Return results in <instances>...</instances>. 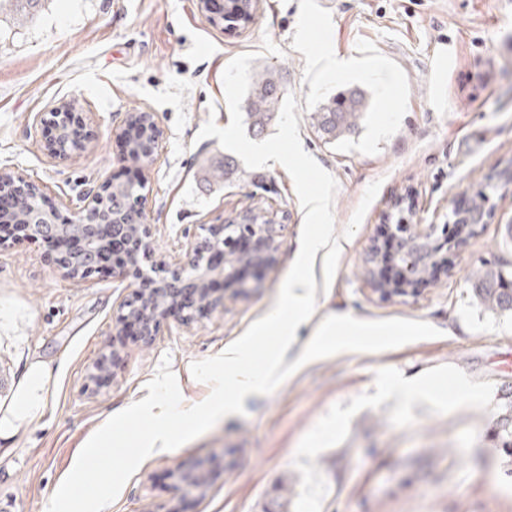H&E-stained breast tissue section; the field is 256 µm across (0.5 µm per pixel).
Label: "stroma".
Here are the masks:
<instances>
[{
	"mask_svg": "<svg viewBox=\"0 0 512 512\" xmlns=\"http://www.w3.org/2000/svg\"><path fill=\"white\" fill-rule=\"evenodd\" d=\"M324 51L348 70L319 73ZM245 53L251 69L277 66L298 103L304 150L338 184L337 271L325 283L316 254V310L285 364L329 315L419 320L441 335L307 363L250 399L245 415L152 453L105 512H512V448L499 437L512 414V313L485 310L472 291L478 267L512 266V186L492 190L484 224L450 248L447 274L420 296L379 300L364 263L397 201L413 199L417 223L443 224L454 202L512 174V0H261L234 34L210 24L197 0H48L25 24L0 18V172L77 211L121 177L115 129L149 110L164 131L157 162L141 173L157 254H184L201 225L247 209L284 218L272 266L217 287L191 323L169 320L148 344L112 333L128 280L108 271L71 280L41 242L0 243L1 421L14 420L28 369L48 372L42 404L0 438V512H47L88 439L147 396L162 359L183 406L205 400L211 387L191 364L222 353L273 308L300 247L293 180L273 161L214 179L226 151L198 136L208 119L229 124L222 73ZM354 87L372 102L359 134L324 143L309 113ZM71 101L90 141L51 155L42 118ZM114 350L119 360L98 368ZM394 375L424 378L432 398L402 403L387 390ZM460 380L481 401L455 396ZM191 464L206 468L202 491L178 490L172 478Z\"/></svg>",
	"mask_w": 512,
	"mask_h": 512,
	"instance_id": "1",
	"label": "stroma"
}]
</instances>
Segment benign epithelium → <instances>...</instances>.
Returning a JSON list of instances; mask_svg holds the SVG:
<instances>
[{
	"mask_svg": "<svg viewBox=\"0 0 512 512\" xmlns=\"http://www.w3.org/2000/svg\"><path fill=\"white\" fill-rule=\"evenodd\" d=\"M50 124L56 135L49 145L54 155H63L70 148L80 149L87 142L85 133L75 136V119L60 102L50 108ZM131 121L139 124V131L147 133L146 152L141 163L156 161L157 149L163 137L156 114L141 111L131 114ZM105 195L93 194L87 198L83 212L73 213L66 224H28L25 234L37 239L56 235L74 240L77 244L75 259L90 258L89 273L104 265H112V273L128 276L130 268L126 257L118 251L132 247L133 257L151 262L150 272H139L130 283L131 294L120 304L127 313L120 314L113 331L124 334V322L136 318L140 322V341L148 344L170 318L184 313L195 301L208 298L207 285L213 279L236 280L246 265L269 266L278 252V232L274 216L248 212L235 224H203V235L189 245L183 257L155 258L154 242L148 225L144 224L142 210L134 207L133 217L137 230L128 235L124 224H105L101 210ZM463 223L420 224L401 222L390 230L392 237V264L399 268L398 281L389 283L378 274L383 261V247L372 241L366 248L371 291L383 301L398 297L415 296L419 287L437 278L448 269V246L463 235L473 236L483 218L467 212L460 215ZM179 483L186 489H200L204 476L199 466L177 470Z\"/></svg>",
	"mask_w": 512,
	"mask_h": 512,
	"instance_id": "benign-epithelium-1",
	"label": "benign epithelium"
}]
</instances>
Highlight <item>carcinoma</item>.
I'll list each match as a JSON object with an SVG mask.
<instances>
[{
	"label": "carcinoma",
	"mask_w": 512,
	"mask_h": 512,
	"mask_svg": "<svg viewBox=\"0 0 512 512\" xmlns=\"http://www.w3.org/2000/svg\"><path fill=\"white\" fill-rule=\"evenodd\" d=\"M44 0H0V14L9 12L19 23L34 18ZM284 89L279 72L274 65L254 71L251 75V91L245 99V114L255 135L265 129L280 111ZM370 101L364 91H341L321 103L309 114L310 126L327 143L352 137L359 133ZM142 190L139 183H123L112 187L104 203V210L113 224L127 223L132 202ZM5 191L14 200L13 222L26 223L29 215L39 207L33 196L8 184ZM475 292L486 310L495 313L512 312V272L503 268H485L474 273Z\"/></svg>",
	"instance_id": "carcinoma-1"
}]
</instances>
